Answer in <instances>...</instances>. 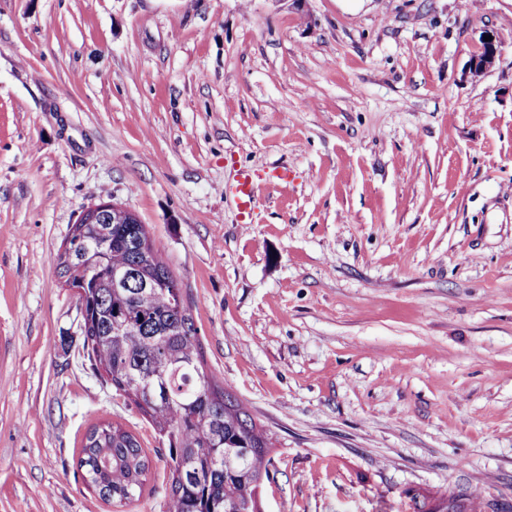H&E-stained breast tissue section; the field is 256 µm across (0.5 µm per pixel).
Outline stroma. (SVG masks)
Segmentation results:
<instances>
[{
	"instance_id": "35a3bbf8",
	"label": "stroma",
	"mask_w": 512,
	"mask_h": 512,
	"mask_svg": "<svg viewBox=\"0 0 512 512\" xmlns=\"http://www.w3.org/2000/svg\"><path fill=\"white\" fill-rule=\"evenodd\" d=\"M103 201L273 434L263 512L512 502V0H0V512H168V448L56 272ZM103 423L150 461L123 507L78 466ZM491 36L492 40L490 41H485L483 38L480 50L474 53L469 60V72L476 76L491 67L501 52L500 44L494 35ZM261 176L249 168L237 170L231 183L224 186V191L234 198L239 210L240 221L251 223L258 181ZM481 487L461 488L448 496L447 492L438 493L437 497L414 498V512H485L484 501L487 498ZM446 503L443 511H438V504Z\"/></svg>"
}]
</instances>
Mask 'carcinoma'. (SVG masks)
Listing matches in <instances>:
<instances>
[{"mask_svg": "<svg viewBox=\"0 0 512 512\" xmlns=\"http://www.w3.org/2000/svg\"><path fill=\"white\" fill-rule=\"evenodd\" d=\"M98 225L74 224L70 242L97 236ZM111 245L98 279L82 283L81 263L62 247L56 269L67 286L83 287V348L97 373L134 403L166 438L172 469L168 512H256L270 478L272 437L229 390L204 373L197 329L178 279L162 261L144 224L111 226ZM136 273L128 288L112 287V270ZM145 280L164 283L141 292ZM122 328V334L113 329ZM79 468L106 502L140 496L149 460L135 435L112 423L85 437ZM482 488L414 499V512H484Z\"/></svg>", "mask_w": 512, "mask_h": 512, "instance_id": "cac0c4a2", "label": "carcinoma"}]
</instances>
